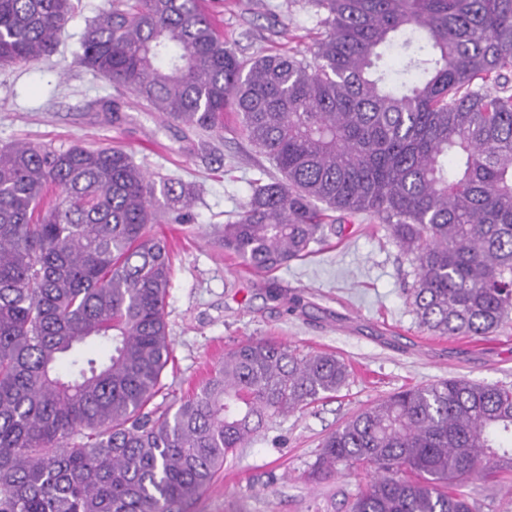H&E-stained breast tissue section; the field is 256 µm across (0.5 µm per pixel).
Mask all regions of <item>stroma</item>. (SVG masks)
<instances>
[{"label":"stroma","instance_id":"1","mask_svg":"<svg viewBox=\"0 0 512 512\" xmlns=\"http://www.w3.org/2000/svg\"><path fill=\"white\" fill-rule=\"evenodd\" d=\"M107 0H74L50 60L0 68V146L18 141L124 148L152 180H182L196 200L183 224H156L176 254L165 318L172 358L152 405L183 399L225 350L274 338L299 353L333 352L352 375L334 397L277 418L219 474L192 512H347L370 475L357 467L315 483L309 473L322 438L388 394L449 377L512 387V321L476 338L422 332L407 296L411 263L382 225L336 213L335 230L313 253L271 275L249 270L218 245L255 180L272 161L241 132L234 113L221 132L169 121L129 91L96 77L77 57L89 19ZM224 40L252 60L311 56L322 30L307 0H208ZM473 512H512V474L468 483Z\"/></svg>","mask_w":512,"mask_h":512}]
</instances>
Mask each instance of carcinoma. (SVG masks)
I'll return each instance as SVG.
<instances>
[{
	"mask_svg": "<svg viewBox=\"0 0 512 512\" xmlns=\"http://www.w3.org/2000/svg\"><path fill=\"white\" fill-rule=\"evenodd\" d=\"M308 3L325 29L309 59L244 63L202 0H110L80 61L166 118L218 132L237 115L281 174L224 225L249 269L307 256L324 211L362 215L410 258L421 328L497 330L512 319V0ZM72 11L0 0V64L53 55ZM193 198L119 147L0 148V512H191L272 419L345 385L334 354L248 338L148 408L173 275L150 229ZM354 466L375 477L348 512H473L464 484L512 468V389L453 377L389 395L323 438L311 476Z\"/></svg>",
	"mask_w": 512,
	"mask_h": 512,
	"instance_id": "carcinoma-1",
	"label": "carcinoma"
}]
</instances>
